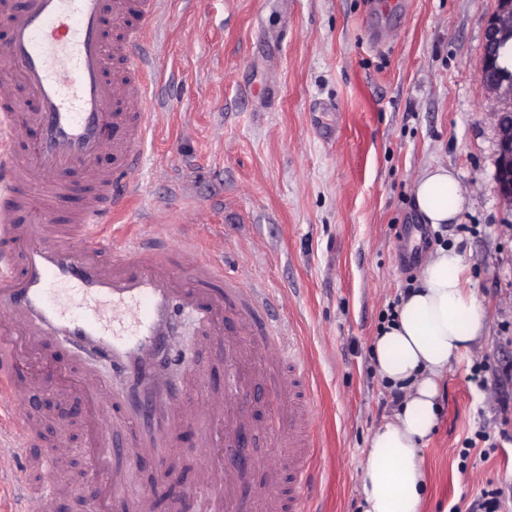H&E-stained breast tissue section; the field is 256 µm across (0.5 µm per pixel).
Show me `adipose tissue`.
Listing matches in <instances>:
<instances>
[{
    "label": "adipose tissue",
    "mask_w": 512,
    "mask_h": 512,
    "mask_svg": "<svg viewBox=\"0 0 512 512\" xmlns=\"http://www.w3.org/2000/svg\"><path fill=\"white\" fill-rule=\"evenodd\" d=\"M413 198L423 222L435 228L455 220L467 202L455 174L440 165L416 181ZM462 264L455 248L437 247L416 288L402 294L393 319L373 338L375 371L403 399L367 441L358 487L362 512H422V449L441 409L440 381L488 328L484 305L461 278Z\"/></svg>",
    "instance_id": "adipose-tissue-1"
}]
</instances>
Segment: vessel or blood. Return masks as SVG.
Segmentation results:
<instances>
[{
  "label": "vessel or blood",
  "mask_w": 512,
  "mask_h": 512,
  "mask_svg": "<svg viewBox=\"0 0 512 512\" xmlns=\"http://www.w3.org/2000/svg\"><path fill=\"white\" fill-rule=\"evenodd\" d=\"M167 4L0 0V512H58L62 495L80 494L52 477L64 442L33 453L38 425L27 395L51 385L88 403L93 466L119 454L129 466L163 462L192 424L218 467L222 447L251 426L247 379L256 360L297 346L269 289L241 288L193 240L175 250L162 234L130 237L115 222L139 192L149 130L153 57L139 34ZM75 196L79 205L69 207ZM183 314L207 336L233 325L223 398L209 394L201 365L183 362L178 385L160 369L161 354L179 355L172 338ZM54 343L109 363L121 389L92 370L77 379L56 366L22 374V363L50 364ZM309 376L302 365L293 386H274L269 418L273 444L294 469L292 512H310L307 451L318 440ZM115 423L135 430L120 452ZM85 510L152 512V499L116 474L111 498Z\"/></svg>",
  "instance_id": "obj_1"
}]
</instances>
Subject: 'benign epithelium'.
Segmentation results:
<instances>
[{
    "label": "benign epithelium",
    "mask_w": 512,
    "mask_h": 512,
    "mask_svg": "<svg viewBox=\"0 0 512 512\" xmlns=\"http://www.w3.org/2000/svg\"><path fill=\"white\" fill-rule=\"evenodd\" d=\"M512 40V0L496 10L485 29L482 80L494 95L497 107L491 112L497 135L496 191L501 200L512 207V112L502 109L505 101L512 102V78L490 76L495 58Z\"/></svg>",
    "instance_id": "1"
}]
</instances>
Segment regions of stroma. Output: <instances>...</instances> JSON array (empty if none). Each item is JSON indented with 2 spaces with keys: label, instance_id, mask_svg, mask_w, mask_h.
Masks as SVG:
<instances>
[{
  "label": "stroma",
  "instance_id": "obj_1",
  "mask_svg": "<svg viewBox=\"0 0 512 512\" xmlns=\"http://www.w3.org/2000/svg\"><path fill=\"white\" fill-rule=\"evenodd\" d=\"M497 0H170L158 31L157 102L146 166L126 231L192 235L202 252L260 280L283 304L314 375L312 512H360L366 440L392 405L370 342L437 243L413 185L451 169L468 203L443 238L463 256L466 287L485 304L489 335L445 377L424 448L423 512L512 485V208L495 191L492 95L481 80ZM381 27L375 46L372 27ZM181 348L224 393V342ZM485 366V384L469 375ZM485 431L489 456L459 452ZM196 427L158 469L130 482L169 512L171 477L201 479Z\"/></svg>",
  "mask_w": 512,
  "mask_h": 512
}]
</instances>
